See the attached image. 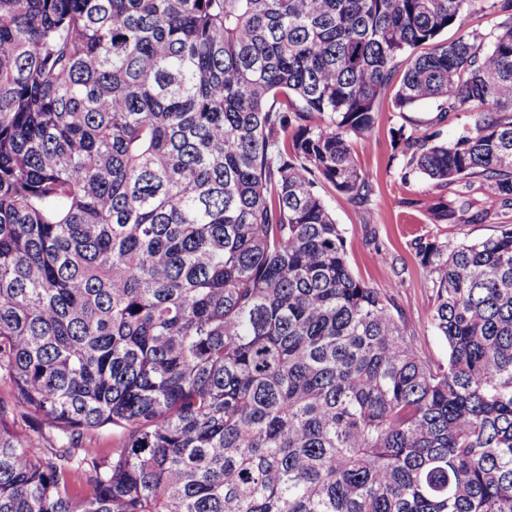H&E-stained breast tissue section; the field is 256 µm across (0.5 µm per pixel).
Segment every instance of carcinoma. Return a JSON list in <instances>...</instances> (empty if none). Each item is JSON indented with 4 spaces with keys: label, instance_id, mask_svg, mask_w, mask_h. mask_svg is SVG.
<instances>
[{
    "label": "carcinoma",
    "instance_id": "obj_1",
    "mask_svg": "<svg viewBox=\"0 0 512 512\" xmlns=\"http://www.w3.org/2000/svg\"><path fill=\"white\" fill-rule=\"evenodd\" d=\"M0 0V512H512V227L419 237L432 363L320 189L395 89L406 167L512 210V0ZM484 198L478 205L471 192ZM124 429L104 455L79 441ZM503 20L504 17L494 13L488 7L487 2H481L475 5L473 10L466 13L462 29L449 28L441 35L440 39L450 41L461 33H468L477 37H484L485 41H489L492 35L496 33L498 24Z\"/></svg>",
    "mask_w": 512,
    "mask_h": 512
}]
</instances>
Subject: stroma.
Listing matches in <instances>:
<instances>
[{"instance_id": "1", "label": "stroma", "mask_w": 512, "mask_h": 512, "mask_svg": "<svg viewBox=\"0 0 512 512\" xmlns=\"http://www.w3.org/2000/svg\"><path fill=\"white\" fill-rule=\"evenodd\" d=\"M473 123L468 112L440 119L435 104L424 103L401 113L390 98L377 105L375 123L357 139V161L371 185L364 204H356L332 188L324 199L344 232L352 270L369 286L386 291L394 313L416 339L421 356L434 362L446 360L448 348L433 330L429 319L432 283L414 249L419 237L451 244L479 240L499 233L512 224V212L498 213L482 224H434L425 204L441 190L429 178L406 175L399 129L422 125L437 128L441 140L452 141Z\"/></svg>"}]
</instances>
